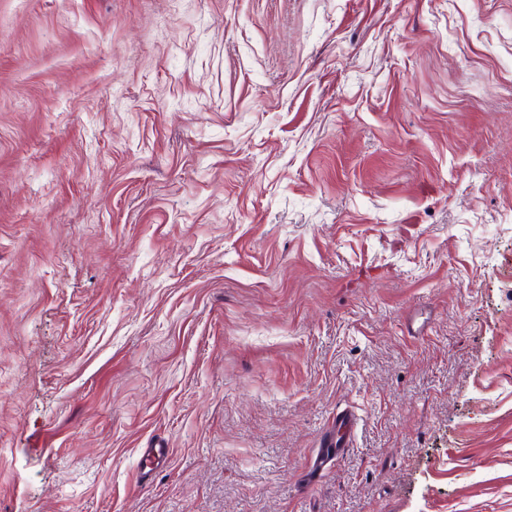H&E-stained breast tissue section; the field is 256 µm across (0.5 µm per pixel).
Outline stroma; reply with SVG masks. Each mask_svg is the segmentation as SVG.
Wrapping results in <instances>:
<instances>
[{"mask_svg":"<svg viewBox=\"0 0 512 512\" xmlns=\"http://www.w3.org/2000/svg\"><path fill=\"white\" fill-rule=\"evenodd\" d=\"M0 512H512V0H0ZM353 415L345 410L336 416L337 432L336 439L326 438L321 442L322 447L318 449L314 465L321 466L326 460L337 459L346 452L348 444L345 441L346 433L352 427Z\"/></svg>","mask_w":512,"mask_h":512,"instance_id":"35a3bbf8","label":"stroma"}]
</instances>
